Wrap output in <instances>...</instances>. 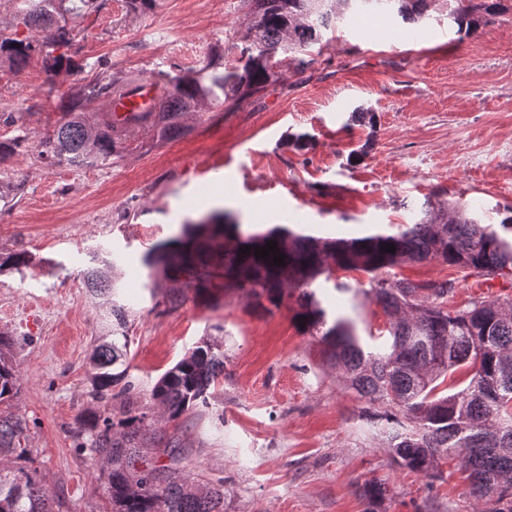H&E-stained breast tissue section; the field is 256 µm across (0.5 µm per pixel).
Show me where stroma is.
Wrapping results in <instances>:
<instances>
[{
    "mask_svg": "<svg viewBox=\"0 0 512 512\" xmlns=\"http://www.w3.org/2000/svg\"><path fill=\"white\" fill-rule=\"evenodd\" d=\"M251 10L247 0H156L142 14L127 0H98L66 18L74 40L63 53L77 69H47L36 54L21 69L0 61V141L24 138L0 160V256L33 258L0 272V331L20 376L14 411L29 423L28 465L54 512H111L98 479L104 461L77 448L117 406L88 395V356L110 299L90 292L84 274L94 259H111L130 301L128 374L146 411L158 415L151 387L200 342L224 350L211 409L163 430L178 439L187 474L223 478L229 512H475L457 459L441 461L434 482L394 463L362 419L363 401L288 306L256 312L245 299L209 302L190 288L171 300V282L143 256L217 209L245 225L330 238L415 223L429 200L481 205L483 222L497 223L512 208L511 19L463 39L439 15L381 17L369 29L345 22L304 70L280 62L262 93L204 102L178 139L139 131L109 168L37 158L62 104L89 81L176 75L210 58L236 66ZM358 106L375 113V127L350 122ZM301 133L308 147L289 146ZM368 139V157L350 163ZM396 274L456 280L455 307L512 296L510 278L437 262ZM334 283L320 294L329 313H352L363 337L385 328L380 305L362 298L350 308ZM373 481L388 487L376 508L362 495Z\"/></svg>",
    "mask_w": 512,
    "mask_h": 512,
    "instance_id": "1",
    "label": "stroma"
}]
</instances>
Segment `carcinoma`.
<instances>
[{
    "mask_svg": "<svg viewBox=\"0 0 512 512\" xmlns=\"http://www.w3.org/2000/svg\"><path fill=\"white\" fill-rule=\"evenodd\" d=\"M96 0H16V17L30 28H49L45 40L20 39L0 29V58L16 68L39 53L50 69L74 66L55 51L69 45L72 30L54 19L76 14ZM253 18L241 36L240 65L231 69L209 63L201 69L158 80L162 93L154 112L123 120L86 112L88 103L111 100L129 83L97 79L64 107L53 133L40 144L38 158L73 167L110 166L118 148L133 133L152 129L163 140L185 133L183 117L206 100L223 103L243 92L257 94L278 79L269 64L279 51L297 56L322 45L325 31L344 20L397 14L419 22L445 13L458 34L470 36L512 12V0H254ZM228 214L212 213L209 222L187 221L179 233L147 250L146 266L179 282L186 277L196 293L245 298L256 310L271 311L295 301L294 318L305 335L318 336L327 358L365 401L362 415L381 437L395 462L434 480L443 456L455 457L476 503L491 501L487 512H512V299L473 298L462 307L448 305L456 280L412 282L396 276L408 263L437 261L469 274L512 276V209L497 224H483L467 205L426 203L416 224L350 239H324L286 225L245 232ZM277 242L284 262L259 258L255 250ZM395 246V252L385 250ZM251 252L239 253L245 247ZM26 252L0 257V272L29 264ZM367 275V287L349 282L335 286L352 298L376 301L388 320L389 337L364 347L347 318L328 321L312 286L331 279V266ZM113 263L90 268L86 281L94 292L116 294ZM111 329L90 354V396L118 399L121 417L107 418L91 432L80 451L103 456L108 470L99 476L112 512H226L224 480L200 483L181 475L183 456L175 441L158 440L156 422L144 411L128 381L126 310L112 303ZM11 340L0 333V456L11 457L10 474H0V512H53L37 470L29 459L28 423L12 411L19 394L18 370L6 355ZM224 372V351L204 341L167 370L150 398L173 421L187 412L209 408ZM387 486L370 483L363 496L383 501Z\"/></svg>",
    "mask_w": 512,
    "mask_h": 512,
    "instance_id": "1",
    "label": "carcinoma"
}]
</instances>
